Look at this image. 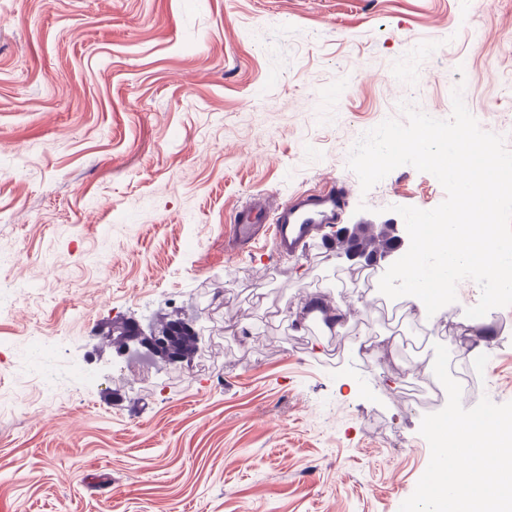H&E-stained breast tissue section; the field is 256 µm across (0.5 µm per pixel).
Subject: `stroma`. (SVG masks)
<instances>
[{
	"mask_svg": "<svg viewBox=\"0 0 512 512\" xmlns=\"http://www.w3.org/2000/svg\"><path fill=\"white\" fill-rule=\"evenodd\" d=\"M458 86L512 149V0H0V394L34 329L60 393L0 415V512H399L447 403L415 398L435 344L455 377L480 347L471 403L512 402V306L470 321L467 279L418 319L325 235L228 257L224 227L337 178L343 225L435 208L432 174L365 192L348 157ZM170 315L191 360L145 374L105 335Z\"/></svg>",
	"mask_w": 512,
	"mask_h": 512,
	"instance_id": "35a3bbf8",
	"label": "stroma"
}]
</instances>
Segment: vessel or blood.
I'll return each mask as SVG.
<instances>
[{
    "label": "vessel or blood",
    "instance_id": "b4317fda",
    "mask_svg": "<svg viewBox=\"0 0 512 512\" xmlns=\"http://www.w3.org/2000/svg\"><path fill=\"white\" fill-rule=\"evenodd\" d=\"M349 191L342 181H332L316 193H301L267 209L264 198H256L237 209L224 231V250L235 255L241 250L272 241L281 256L302 250L322 227L336 223Z\"/></svg>",
    "mask_w": 512,
    "mask_h": 512
}]
</instances>
